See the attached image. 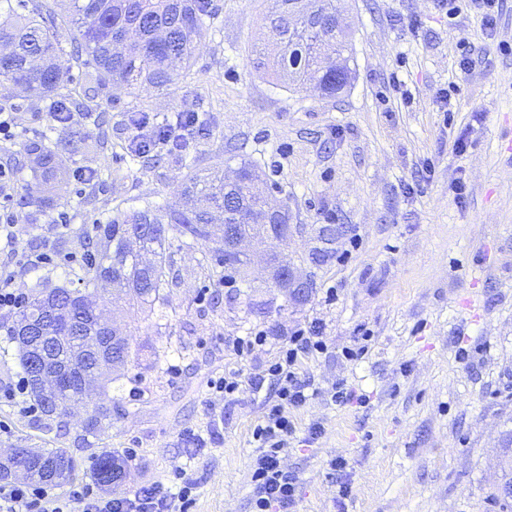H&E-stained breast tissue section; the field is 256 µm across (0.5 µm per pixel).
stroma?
I'll return each instance as SVG.
<instances>
[{
    "mask_svg": "<svg viewBox=\"0 0 512 512\" xmlns=\"http://www.w3.org/2000/svg\"><path fill=\"white\" fill-rule=\"evenodd\" d=\"M341 7L354 30L353 73L328 97L284 88L254 68L266 0H211L194 63L165 94L112 85L97 93L92 104L111 118V147L76 113L72 129L82 141L60 168L98 176L86 187L44 185L47 207L25 199L32 175L22 145L49 130L48 107L0 85V106L16 122L14 141L0 143V168L15 171L16 234L21 247L44 243L62 260L32 271L0 252L19 292L82 288L96 225L149 202L178 207L194 174L224 170L240 156L287 208L293 236L280 249L315 282L296 302L269 281L209 278L200 252L171 247L163 305L150 316L128 308L116 318L131 354L109 389L112 425L97 437L82 434L84 403L58 419L30 412L27 395L2 398L21 368L7 339L16 315L0 312V458L17 448H62L85 468L91 453L109 448L129 456L111 495L181 469L196 484L189 512H250L252 430L276 392L267 385L257 396L223 399L210 385L239 369L262 371L292 330L313 324L328 351L302 364L320 392L295 411L299 440L284 459L299 476L295 512H497L502 438L512 430V0H501L487 39L473 16L448 19L434 0ZM465 40L480 56L469 73L457 67ZM398 80L409 98L396 91ZM450 85L452 108L443 112L436 94ZM188 104L200 123L188 147L153 166L133 161L129 116ZM61 212L69 225L57 224ZM327 226L339 237L323 260ZM254 327L266 343L237 356L232 340ZM362 345V359L344 357ZM339 382L356 401L331 402ZM313 423L320 436L302 444ZM215 428L219 437L201 447L186 437Z\"/></svg>",
    "mask_w": 512,
    "mask_h": 512,
    "instance_id": "stroma-1",
    "label": "stroma"
}]
</instances>
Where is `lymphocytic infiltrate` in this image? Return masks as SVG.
Listing matches in <instances>:
<instances>
[{
  "label": "lymphocytic infiltrate",
  "mask_w": 512,
  "mask_h": 512,
  "mask_svg": "<svg viewBox=\"0 0 512 512\" xmlns=\"http://www.w3.org/2000/svg\"><path fill=\"white\" fill-rule=\"evenodd\" d=\"M438 11L456 18L467 11L479 21L483 35H490L497 24L500 0H435ZM197 116H177L174 122L152 123L148 114H140L131 138L132 146H140L143 128H151L156 143L182 144L193 135ZM0 249L13 254L18 264L37 269L56 264L57 257L46 249L21 251L17 248L13 216L9 208L0 206ZM327 344L319 329L295 328L273 360L263 371L242 376L234 371L213 382L216 392L227 396L243 390L260 394L265 383H273L277 401L265 404L261 419L252 436L259 453L251 464L254 495L252 512H292L299 488V477L282 463L296 439L297 427L292 410L304 407L311 398L314 382L301 376L303 360L326 351ZM173 484L153 483L131 493L107 497L92 487L72 490L67 499L50 495L44 488L15 485L0 489V512H186L193 501L194 486L185 482L182 471H175Z\"/></svg>",
  "instance_id": "lymphocytic-infiltrate-1"
}]
</instances>
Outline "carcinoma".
<instances>
[{
    "mask_svg": "<svg viewBox=\"0 0 512 512\" xmlns=\"http://www.w3.org/2000/svg\"><path fill=\"white\" fill-rule=\"evenodd\" d=\"M210 0H0V85L8 84L28 96L51 103L77 94L69 86L73 68L93 69L85 97H95L108 84L131 90L161 93L175 76L190 67L196 44L205 34ZM333 0H269L264 16L268 47L256 54L254 67L289 88L313 86L325 96L340 93L351 78L352 28L336 24ZM74 147L73 134L60 129L53 148L36 141L26 145L33 190L40 183L60 182L58 156ZM179 208L161 210L146 204L106 224L96 225L87 243L81 280L120 285L130 302L152 308L164 301L165 265L172 242L195 249L211 236L215 213L224 223L238 224L261 241L276 225L267 223L259 200L245 184L225 186L216 175L192 179L182 190ZM154 261L142 263V254ZM63 302L66 313L82 324L83 334L72 336L65 325L53 327L56 360L70 366L67 383L52 396L35 389L31 381L27 341L9 330L17 343L31 400L47 417L64 415L80 399V373L94 362L85 354L92 342L109 351L103 333L92 321L95 308L79 289L57 288L32 298L20 319L34 318L48 300ZM112 424V397L102 391L88 407L83 430L97 436ZM128 456L110 450L91 455L89 474L99 486L121 481ZM31 472L46 485H61L77 475L75 459L63 449L32 451L17 448L0 463V477H9L13 465Z\"/></svg>",
    "mask_w": 512,
    "mask_h": 512,
    "instance_id": "obj_1",
    "label": "carcinoma"
}]
</instances>
